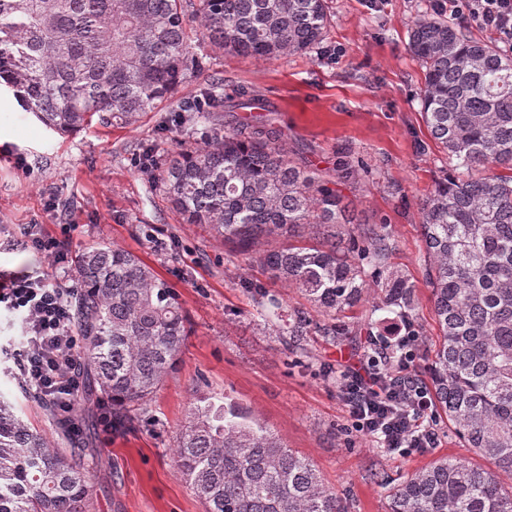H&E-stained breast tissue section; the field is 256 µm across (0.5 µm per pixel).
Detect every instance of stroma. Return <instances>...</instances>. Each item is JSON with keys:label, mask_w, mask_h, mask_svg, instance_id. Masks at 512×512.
<instances>
[{"label": "stroma", "mask_w": 512, "mask_h": 512, "mask_svg": "<svg viewBox=\"0 0 512 512\" xmlns=\"http://www.w3.org/2000/svg\"><path fill=\"white\" fill-rule=\"evenodd\" d=\"M330 21L322 49L271 62L212 53L203 31L188 23L186 35L203 57L177 96L190 99L215 77L224 92L265 98L300 160L332 169L342 151L354 153L366 171L348 190L361 219L384 221L396 240L393 265L416 285L422 344L419 366L436 339L431 291L423 280L424 242L418 204L444 169L443 155L422 121L423 69L409 49L412 17L431 0H327ZM168 104L127 127L94 124L60 136L46 129L0 87V270L52 265L17 244L21 224H42L66 239L68 253L108 240L137 254L174 288L192 323L178 370L152 399L139 431L113 433L95 405L92 427L59 432L56 421L9 371L0 370V399L17 416L62 448L91 440L100 455L95 470L96 512H204L172 466L176 433L200 394L225 395L309 458L347 512H389L388 487L439 457L483 468L490 461L465 447L447 421L434 419L438 447L409 456L388 452L373 439L349 432L347 412L327 364L356 361L366 336L330 341L318 331L284 354L245 289L258 282L288 307L305 306L298 290L269 280L224 248L197 224L182 223L138 156L152 149L158 163L179 151L182 136L163 131ZM24 154L28 168L16 166ZM59 207L48 212L47 196ZM386 479L380 488L378 479Z\"/></svg>", "instance_id": "35a3bbf8"}]
</instances>
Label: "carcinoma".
Wrapping results in <instances>:
<instances>
[{
    "instance_id": "cac0c4a2",
    "label": "carcinoma",
    "mask_w": 512,
    "mask_h": 512,
    "mask_svg": "<svg viewBox=\"0 0 512 512\" xmlns=\"http://www.w3.org/2000/svg\"><path fill=\"white\" fill-rule=\"evenodd\" d=\"M185 0H0V84L46 128L73 134L92 121L134 125L171 101L201 68L185 36ZM195 18L219 52L274 61L324 40L325 0H198ZM424 67L420 112L442 149L443 174L420 203L424 276L438 341L430 394L485 469L438 458L389 490L390 512H512V51L471 38L440 15L412 22ZM249 113L224 124V113ZM194 146L171 157L157 188L186 224H204L228 254L298 289L322 313L291 309L249 289L269 335L297 349L314 327L352 336L345 314L395 312L414 330L416 285L391 265L386 224L358 220L342 187L361 176L347 152L323 171L290 155L288 134L264 99L224 96L213 80L177 101ZM297 243L258 250L264 240ZM72 315L82 349L84 406L112 405V429L138 412L174 372L190 321L173 288L138 255L110 242L74 256ZM177 473L206 512H345L313 463L230 401L199 399L175 436ZM97 449L71 453L0 401V512H95Z\"/></svg>"
}]
</instances>
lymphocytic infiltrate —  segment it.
I'll use <instances>...</instances> for the list:
<instances>
[{"label":"lymphocytic infiltrate","mask_w":512,"mask_h":512,"mask_svg":"<svg viewBox=\"0 0 512 512\" xmlns=\"http://www.w3.org/2000/svg\"><path fill=\"white\" fill-rule=\"evenodd\" d=\"M452 16L475 21L512 46V0H436ZM71 289L51 282L41 270L0 274V304L23 328L19 343L0 348L21 382L69 418L80 399V346L72 320ZM377 354L342 366L339 391L352 429L389 451L410 455L436 447L439 435L424 419L432 406L429 388L417 373L420 338L404 323L375 337ZM395 351L391 370L378 367Z\"/></svg>","instance_id":"1"}]
</instances>
